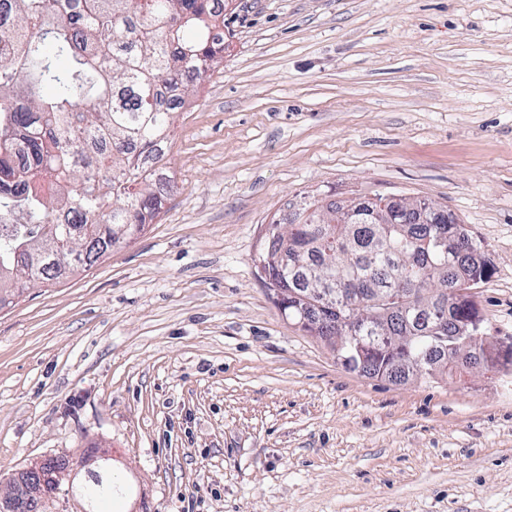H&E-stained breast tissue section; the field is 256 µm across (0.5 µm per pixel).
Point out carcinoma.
Listing matches in <instances>:
<instances>
[{
    "instance_id": "1",
    "label": "carcinoma",
    "mask_w": 512,
    "mask_h": 512,
    "mask_svg": "<svg viewBox=\"0 0 512 512\" xmlns=\"http://www.w3.org/2000/svg\"><path fill=\"white\" fill-rule=\"evenodd\" d=\"M221 17L214 0H14L0 20V142L23 139L28 162L0 152V213L15 222L0 234V294H14L24 276L56 278L54 265L29 263L33 248L65 253L79 238L90 249L78 266L88 267L112 251L121 229L133 238L157 216V172L145 161L167 157L176 110L158 87L183 97L205 80L224 54L213 42ZM313 207L294 232L270 225L271 236L288 238V265L272 259L262 267L281 312L327 341L351 370L387 375L396 360L420 354L441 371L452 368L448 343L478 317L468 281L489 274L474 262L480 244L434 211L428 224L366 216L338 224L336 206ZM327 276L341 293L319 307L315 291ZM376 289L391 295V341L352 331L351 320L370 307L351 300ZM416 293L431 308L412 333ZM438 321L443 338L421 333ZM58 489L85 512H107L124 492L107 469Z\"/></svg>"
}]
</instances>
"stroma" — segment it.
<instances>
[{"instance_id": "35a3bbf8", "label": "stroma", "mask_w": 512, "mask_h": 512, "mask_svg": "<svg viewBox=\"0 0 512 512\" xmlns=\"http://www.w3.org/2000/svg\"><path fill=\"white\" fill-rule=\"evenodd\" d=\"M155 191L137 238L0 310V475L96 448L112 512H512V372L345 369L254 262L311 199L432 202L512 341V0H226Z\"/></svg>"}]
</instances>
